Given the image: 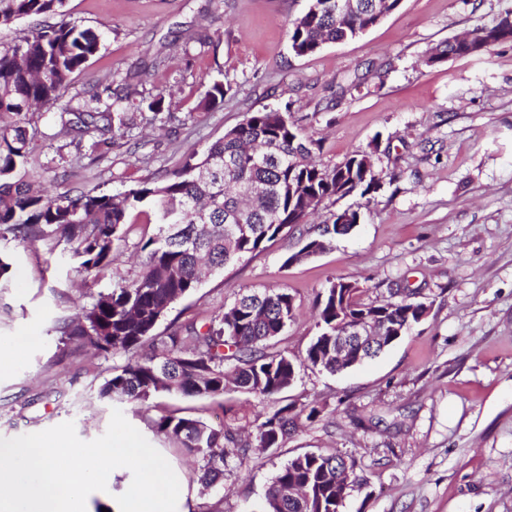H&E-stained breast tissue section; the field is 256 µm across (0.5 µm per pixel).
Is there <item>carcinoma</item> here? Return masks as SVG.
I'll return each instance as SVG.
<instances>
[{
	"instance_id": "carcinoma-1",
	"label": "carcinoma",
	"mask_w": 512,
	"mask_h": 512,
	"mask_svg": "<svg viewBox=\"0 0 512 512\" xmlns=\"http://www.w3.org/2000/svg\"><path fill=\"white\" fill-rule=\"evenodd\" d=\"M328 1L336 2L314 0L289 23L296 54L352 39L401 2L343 0L345 10L338 14L325 7ZM65 6L66 0H0V26L32 16L49 18L17 41L0 44V240L32 244L55 234L70 246L82 272L97 279L112 265L129 213L144 203L151 205L156 232L142 239L145 261L138 275L114 281L76 319L60 327L67 341L100 356L126 357L101 386L100 397L142 407L165 393L205 399L233 389L261 404L287 390L301 367L343 371L378 356L422 321L428 307L411 295L393 294L380 304H364L358 284L340 277L315 298L316 334L299 361L269 351V342L293 318L294 298L286 290L242 292L224 313L204 324L193 320L157 332L169 309L198 288L210 271L261 251L264 243L305 223L327 199L370 194L381 177L367 168L368 151L332 168L316 165L311 159L314 140L293 119L287 103L282 109L252 113L204 152L193 149L178 168L122 193L33 190L16 175L29 164V128L36 108L59 110L62 130L92 137L91 149L98 158L134 127L125 113L128 91L107 100L89 91L88 99L76 106L64 100L74 74L98 55L110 32L106 24L92 29L66 20ZM506 41L505 34L486 38L475 50L455 38L437 46L428 63L482 54ZM226 92L223 83H213L199 107L223 106ZM141 102L164 123L178 120L160 93L143 96ZM360 221L357 210L330 214L318 236L298 239L297 250L285 263L323 252L333 238ZM359 323L382 332L383 342L371 352L357 345L339 355L336 334ZM303 413L313 420L321 409L315 404L276 405L247 432L232 424L236 413L230 407L224 410L230 421L220 427L165 415L152 422V430L179 444L197 463L201 482L213 485L224 480L228 460L242 461L254 448L282 447ZM355 466V459L337 454H299L278 471L263 512H342L346 499L363 485Z\"/></svg>"
}]
</instances>
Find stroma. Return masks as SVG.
<instances>
[{"label":"stroma","instance_id":"obj_1","mask_svg":"<svg viewBox=\"0 0 512 512\" xmlns=\"http://www.w3.org/2000/svg\"><path fill=\"white\" fill-rule=\"evenodd\" d=\"M309 0H68L72 20L107 24L100 53L77 73L70 94L146 89L164 93L179 117L159 126L129 109L133 141L116 140L93 160L90 137L61 129L57 113L35 117L26 180L54 190L120 192L173 170L263 108L290 107L335 166L376 145L382 187L324 201L300 230L208 277L175 303L165 322L209 321L239 290L287 289L295 318L275 350L301 359L316 333L313 301L329 280L358 283L363 303L405 288L429 307L426 318L374 361L336 375L301 368L285 399L319 403L283 447L230 461L206 487L177 445L155 435L161 415L219 424L234 407L240 424L263 406L229 391L213 399L163 395L143 409L122 405L130 424L158 448L187 488V512H262L278 469L305 453L355 458L365 480L343 512H512V42L488 53L428 65L433 47L512 8V0H402L362 36L295 55L290 21ZM220 81L222 108L198 103ZM361 207L364 218L323 254L292 265L300 234L316 235L330 213ZM105 277L85 278L69 247L51 235L31 246L0 241L11 264L0 280V437L70 421L91 441L106 431L114 404L99 396L118 359L64 342L59 324L133 278L138 244L152 232L133 210Z\"/></svg>","mask_w":512,"mask_h":512}]
</instances>
